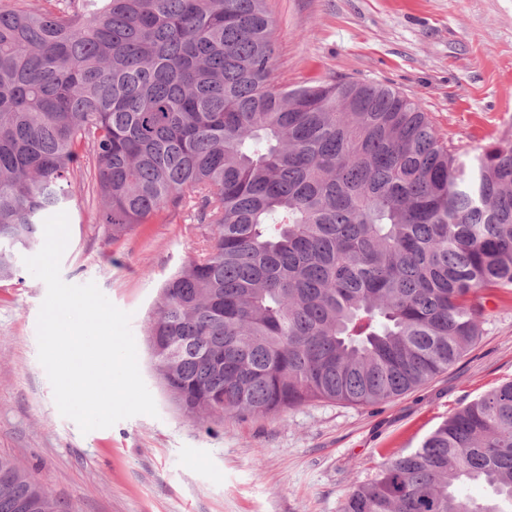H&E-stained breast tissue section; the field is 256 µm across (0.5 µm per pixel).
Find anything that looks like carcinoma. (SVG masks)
Returning a JSON list of instances; mask_svg holds the SVG:
<instances>
[{"mask_svg":"<svg viewBox=\"0 0 512 512\" xmlns=\"http://www.w3.org/2000/svg\"><path fill=\"white\" fill-rule=\"evenodd\" d=\"M59 2L0 6V240L37 244L86 155L111 240L192 210L204 244L149 326L181 343L154 365L185 414L373 406L477 344L486 296L512 294L511 143L465 156L380 84H274L267 0ZM465 482L512 502V382L343 512H504ZM0 512L60 510L1 455Z\"/></svg>","mask_w":512,"mask_h":512,"instance_id":"cac0c4a2","label":"carcinoma"}]
</instances>
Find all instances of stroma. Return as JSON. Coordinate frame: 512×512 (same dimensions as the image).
Listing matches in <instances>:
<instances>
[{
  "instance_id": "35a3bbf8",
  "label": "stroma",
  "mask_w": 512,
  "mask_h": 512,
  "mask_svg": "<svg viewBox=\"0 0 512 512\" xmlns=\"http://www.w3.org/2000/svg\"><path fill=\"white\" fill-rule=\"evenodd\" d=\"M269 10L275 84H384L412 95L463 154L512 141V0H269ZM92 166L83 159L65 206L61 276L95 282L131 313L158 414L81 432L60 414L38 360L45 283L26 270L0 283V455L49 490L62 512H341L392 456L512 381L511 295L488 298L482 336L458 363L390 401L187 416L154 369L147 329L161 283L193 255L202 230L185 210L111 240L92 199Z\"/></svg>"
}]
</instances>
